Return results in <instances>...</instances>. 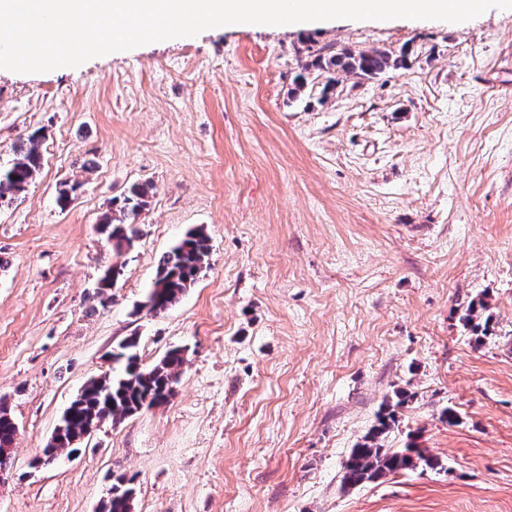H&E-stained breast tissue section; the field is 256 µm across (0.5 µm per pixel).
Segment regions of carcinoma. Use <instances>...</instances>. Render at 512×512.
Returning <instances> with one entry per match:
<instances>
[{"mask_svg": "<svg viewBox=\"0 0 512 512\" xmlns=\"http://www.w3.org/2000/svg\"><path fill=\"white\" fill-rule=\"evenodd\" d=\"M406 54L388 50H352L323 47L314 53L311 66L327 74L321 90L327 96L336 87V73L346 72L363 78L376 77L390 68L405 66ZM37 134L14 149V157L0 167V204L10 203L33 180L41 168L42 157L36 142ZM150 186L137 183L129 187L123 197L119 216L107 214L100 224L112 251L121 255L135 246L138 237L136 219L145 208ZM209 237L195 229L166 252L159 260L156 276L145 306L161 313L175 305L191 288L208 264ZM125 265L114 264L99 279L95 295L99 303H107L106 289L124 274ZM137 338L130 336L112 352V373L88 381L63 413L59 426L47 442L43 453L55 454L61 450L76 451L71 438L86 433L90 427L109 420L120 422L145 407L161 404L174 393L179 369L185 362V349L173 348L158 362L145 366L141 363ZM393 413L379 417L377 431L365 442L353 448L342 465L341 485L344 488L378 480L390 473L415 470L419 467L436 469L438 460L411 444L403 448H385L377 442V435L391 429ZM16 422L4 398H0V470L10 467V450L16 439ZM125 474L112 475V493L100 504V512H132L133 489Z\"/></svg>", "mask_w": 512, "mask_h": 512, "instance_id": "obj_1", "label": "carcinoma"}]
</instances>
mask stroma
<instances>
[{"label":"stroma","instance_id":"obj_1","mask_svg":"<svg viewBox=\"0 0 512 512\" xmlns=\"http://www.w3.org/2000/svg\"><path fill=\"white\" fill-rule=\"evenodd\" d=\"M323 46L408 60L339 75L325 99L309 67ZM34 133L42 166L0 206V396L19 427L0 512H99L115 471L133 512H512V9L233 24L1 70L0 163ZM140 182V235L118 259L98 221ZM200 227L208 267L150 312L159 259ZM478 299L481 338L462 321ZM130 336L146 365L185 348L174 396L36 465ZM388 411L385 447L439 468L342 489Z\"/></svg>","mask_w":512,"mask_h":512}]
</instances>
